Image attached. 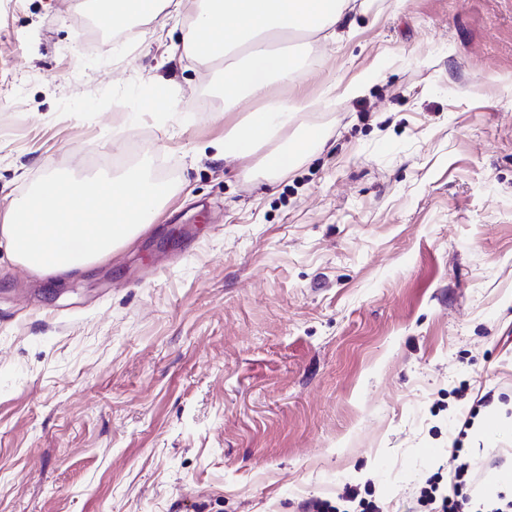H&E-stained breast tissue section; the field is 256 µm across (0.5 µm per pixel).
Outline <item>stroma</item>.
<instances>
[{"label":"stroma","instance_id":"35a3bbf8","mask_svg":"<svg viewBox=\"0 0 512 512\" xmlns=\"http://www.w3.org/2000/svg\"><path fill=\"white\" fill-rule=\"evenodd\" d=\"M303 52L322 131L230 162L191 8L120 44L97 0H0V216L38 178L150 159L154 224L68 276L0 238V512H425L456 420L512 445V0H365ZM363 79L361 96L325 95ZM170 115L138 112L150 90ZM491 404H482L485 394ZM511 422L494 435L486 418ZM314 135L310 140H295L291 142L288 152L272 150L264 159V163L274 171L289 170L296 165L299 159L303 157L309 147V142L317 140L320 136L319 131L311 129Z\"/></svg>","mask_w":512,"mask_h":512}]
</instances>
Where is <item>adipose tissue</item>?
I'll return each instance as SVG.
<instances>
[{
    "instance_id": "1",
    "label": "adipose tissue",
    "mask_w": 512,
    "mask_h": 512,
    "mask_svg": "<svg viewBox=\"0 0 512 512\" xmlns=\"http://www.w3.org/2000/svg\"><path fill=\"white\" fill-rule=\"evenodd\" d=\"M183 0H112L101 14L105 25L156 21L166 8H181ZM355 0H202L196 21L183 39L187 56L202 65L224 61L234 49L246 47L245 57L224 68V110L237 112L255 93L281 83L303 86L309 76L302 60L288 49L292 34L308 32L323 42L336 43L340 28ZM309 100L267 97L259 109L239 123L225 127L220 150L225 158L244 161L262 146H270L265 164L275 171L291 169L303 157L308 141L291 142L287 151L274 150Z\"/></svg>"
}]
</instances>
